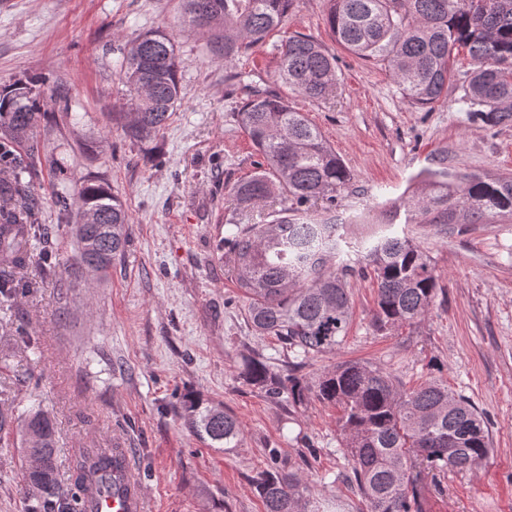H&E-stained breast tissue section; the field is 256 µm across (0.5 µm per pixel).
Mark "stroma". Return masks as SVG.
I'll list each match as a JSON object with an SVG mask.
<instances>
[{
    "instance_id": "obj_1",
    "label": "stroma",
    "mask_w": 512,
    "mask_h": 512,
    "mask_svg": "<svg viewBox=\"0 0 512 512\" xmlns=\"http://www.w3.org/2000/svg\"><path fill=\"white\" fill-rule=\"evenodd\" d=\"M181 0H0V88L32 73L49 75L59 94L38 133L62 175L27 181L55 228L57 268L75 242L52 204L90 175L105 176L132 224L126 249L105 282L67 292L24 274L29 292L0 304V344L10 352L0 390L16 412L38 406L55 424L61 487H74L80 448L129 449L149 512H263L253 484L270 453L308 478L319 512H367L340 448L336 405L308 396L273 398L240 375L244 358L284 370L275 338L244 319L247 299L224 255V238L244 217L230 187L260 161L237 110L246 98L236 72L275 87L276 44L303 33L335 54L341 89L325 101L291 95L351 174L336 206L354 216L400 196L411 177L446 158L449 170L512 174V122L470 116L460 90L430 110L406 99L384 67L340 46L327 0H295L285 25L265 45L225 64L205 36L183 31ZM172 33L182 61L181 103L152 142L132 144L112 124L124 99L116 70L129 43L149 30ZM429 256L438 276L424 319L402 328L374 324L376 286L353 275L347 335L332 353L298 373L315 383L344 361L390 373L405 388L433 364L451 391L488 422L492 450L475 468L434 473L422 490L424 512H512V220L486 224H409L395 219ZM223 404L240 426L237 447L202 442L182 409L186 394ZM17 446L0 447V512H26Z\"/></svg>"
}]
</instances>
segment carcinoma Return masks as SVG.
Returning <instances> with one entry per match:
<instances>
[{
	"label": "carcinoma",
	"mask_w": 512,
	"mask_h": 512,
	"mask_svg": "<svg viewBox=\"0 0 512 512\" xmlns=\"http://www.w3.org/2000/svg\"><path fill=\"white\" fill-rule=\"evenodd\" d=\"M293 0H182L185 28L209 38L224 64L265 44L281 28ZM327 23L336 38L362 59L384 66L402 94L419 107L448 97L461 84L469 111L489 124L512 118V0H328ZM465 49L474 68L457 77L450 59ZM277 81L288 90L246 85L249 98L238 121L263 158L259 170L234 184L230 196L243 211L279 203L264 224H236L224 238L238 287L248 300L244 317L260 336L275 338L288 364L336 350L351 318L347 277L370 276L377 285L375 325H411L428 312L436 275L423 249L406 236L383 233L356 247L336 216L315 218L310 207L336 200L351 176L341 158L304 113L288 101L298 94L321 101L339 84L336 56L304 34L277 46ZM118 81L128 111L112 122L133 144L163 130L181 97V59L173 37L160 29L131 41L119 64ZM33 75L0 90V140L9 143L4 168L24 173L55 159L42 153L33 135L48 104ZM428 191L385 203L384 212L405 210L410 224H481L512 216V176L450 172L436 158L418 174ZM40 204L22 182L0 176V300L16 294L17 276L31 260L32 242L47 243L51 229L37 222ZM61 217H75L76 250L70 279L57 276L52 258H40V274L59 288L89 277L106 278L130 235L128 212L101 176L86 178L70 195L55 197ZM243 377L274 397L296 402L313 393L341 408V446L369 512H423L424 474L475 467L491 451L482 414L471 401L432 378L406 390L379 367L346 361L310 386L292 373H275L262 357L244 361ZM190 427L211 446H238L237 420L220 405L186 397ZM20 444L23 484L34 501L27 512H80L77 493L112 487L116 458L110 448H81L73 459L75 491H60L52 420L40 410L14 415L0 408V441ZM265 512H311L307 478L281 469L270 455L255 480Z\"/></svg>",
	"instance_id": "cac0c4a2"
}]
</instances>
